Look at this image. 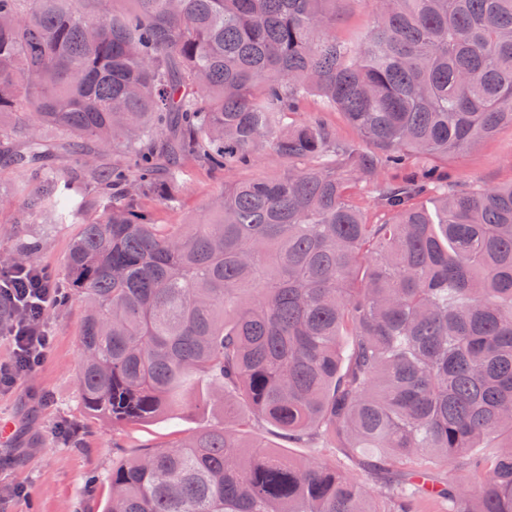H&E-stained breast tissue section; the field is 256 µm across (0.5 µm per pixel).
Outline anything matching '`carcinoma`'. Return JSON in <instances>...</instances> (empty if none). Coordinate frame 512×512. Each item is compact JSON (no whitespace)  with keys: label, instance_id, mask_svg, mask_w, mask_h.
Returning <instances> with one entry per match:
<instances>
[{"label":"carcinoma","instance_id":"carcinoma-1","mask_svg":"<svg viewBox=\"0 0 512 512\" xmlns=\"http://www.w3.org/2000/svg\"><path fill=\"white\" fill-rule=\"evenodd\" d=\"M339 2L0 0V165L43 180V232L80 224L82 410L128 428L198 381L224 392L220 425L113 461L103 512H512V183L436 166L512 126V0H377L353 41L333 34ZM311 99L357 137L287 122ZM263 145L282 176L152 221L190 167ZM37 248L19 239L7 266ZM266 424L350 451L375 490L264 447Z\"/></svg>","mask_w":512,"mask_h":512}]
</instances>
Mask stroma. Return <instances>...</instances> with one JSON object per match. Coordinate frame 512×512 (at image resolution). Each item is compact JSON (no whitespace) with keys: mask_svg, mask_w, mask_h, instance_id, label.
Wrapping results in <instances>:
<instances>
[{"mask_svg":"<svg viewBox=\"0 0 512 512\" xmlns=\"http://www.w3.org/2000/svg\"><path fill=\"white\" fill-rule=\"evenodd\" d=\"M374 19L373 0H344L334 33L340 39L368 33ZM447 167L463 186L476 181L512 182V127H502L465 153L449 157ZM285 169L265 146L256 151L247 167L221 174L192 169L184 178L178 204L152 203V218L158 224L204 219L212 201L223 192L225 181L273 179ZM23 200L19 194L0 204V261L13 246V234L40 239L37 266L51 270L58 287L68 288L65 260L78 225L63 224L51 236H42ZM84 311V303L76 297L66 307H52L46 322L53 344L44 364L15 389L0 392V455L13 458L9 468L0 470V485L19 484L28 490L27 497L0 502V512H100V503L86 491V480L93 475L99 484H106L113 458L121 456L128 442L151 446L190 435L222 419L219 404L205 412L190 406L170 418L119 432L105 421L86 418L78 405L74 381ZM42 396L47 399L43 405L38 402Z\"/></svg>","mask_w":512,"mask_h":512,"instance_id":"1","label":"stroma"}]
</instances>
